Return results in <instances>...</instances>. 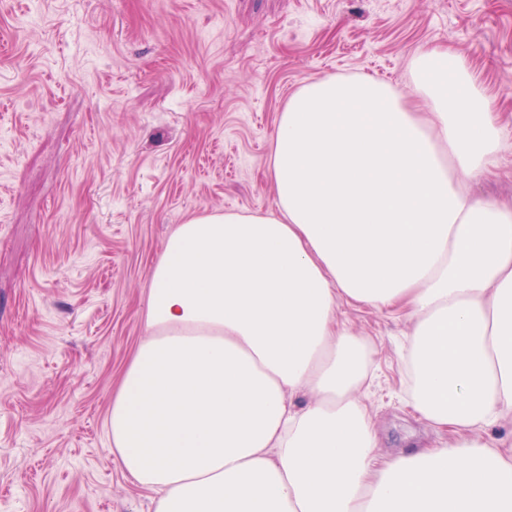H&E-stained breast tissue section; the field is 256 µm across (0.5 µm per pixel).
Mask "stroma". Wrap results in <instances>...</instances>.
<instances>
[{"instance_id": "35a3bbf8", "label": "stroma", "mask_w": 512, "mask_h": 512, "mask_svg": "<svg viewBox=\"0 0 512 512\" xmlns=\"http://www.w3.org/2000/svg\"><path fill=\"white\" fill-rule=\"evenodd\" d=\"M450 48L487 88L512 207V0H0V512H152L107 420L174 229L275 212L288 99L328 76L399 94ZM370 349L382 454L440 437L412 407L405 312L340 303Z\"/></svg>"}]
</instances>
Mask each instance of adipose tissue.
Segmentation results:
<instances>
[{
  "instance_id": "obj_1",
  "label": "adipose tissue",
  "mask_w": 512,
  "mask_h": 512,
  "mask_svg": "<svg viewBox=\"0 0 512 512\" xmlns=\"http://www.w3.org/2000/svg\"><path fill=\"white\" fill-rule=\"evenodd\" d=\"M411 71L408 96L304 84L275 132V213L168 239L108 421L153 512H512V457L488 436L512 423V208L468 187L501 131L458 55ZM343 301L406 311L411 400L447 443L380 453Z\"/></svg>"
}]
</instances>
